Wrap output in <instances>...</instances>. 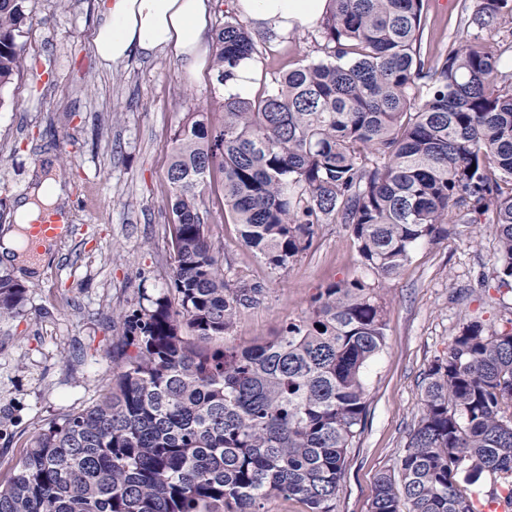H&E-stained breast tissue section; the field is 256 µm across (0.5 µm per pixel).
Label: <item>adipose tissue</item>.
<instances>
[{
	"label": "adipose tissue",
	"mask_w": 512,
	"mask_h": 512,
	"mask_svg": "<svg viewBox=\"0 0 512 512\" xmlns=\"http://www.w3.org/2000/svg\"><path fill=\"white\" fill-rule=\"evenodd\" d=\"M232 5L252 29L281 36L317 25L329 8V0H233ZM102 7L105 20L93 38L95 53L102 62L133 55L150 57L171 48L188 75H196L203 68L211 0H104ZM62 195L61 184L49 178L32 187L16 207V230L0 237L1 260L36 269L37 260L25 255L23 230L42 209L57 205Z\"/></svg>",
	"instance_id": "adipose-tissue-1"
}]
</instances>
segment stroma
<instances>
[{
    "mask_svg": "<svg viewBox=\"0 0 512 512\" xmlns=\"http://www.w3.org/2000/svg\"><path fill=\"white\" fill-rule=\"evenodd\" d=\"M102 0H31L26 63L0 107V225H15V204L54 169L71 226L39 272L14 266L28 285L21 315L0 320V480L48 419L87 406L108 386L115 311L141 291L169 287L174 270L166 173L172 139L186 113L215 106L212 72L184 75L174 53L105 64L93 50ZM474 0H424L421 56L444 55L465 34ZM258 72L277 73L317 58L320 28L271 38L257 33ZM223 246L233 278L261 283L260 304L241 312L234 336L250 342L300 319L333 282L378 283L387 340L366 373L365 427L347 450L335 512H371L374 479L396 474L418 422L424 377L452 336L471 321L512 325V286L494 273L496 245L486 216L454 224L447 239L423 243L393 280L360 265L345 224L316 227L310 247L286 269H272L240 242L224 218L221 189L203 213Z\"/></svg>",
    "mask_w": 512,
    "mask_h": 512,
    "instance_id": "35a3bbf8",
    "label": "stroma"
}]
</instances>
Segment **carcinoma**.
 <instances>
[{
	"instance_id": "cac0c4a2",
	"label": "carcinoma",
	"mask_w": 512,
	"mask_h": 512,
	"mask_svg": "<svg viewBox=\"0 0 512 512\" xmlns=\"http://www.w3.org/2000/svg\"><path fill=\"white\" fill-rule=\"evenodd\" d=\"M28 2L0 0V92L22 69ZM330 2L321 57L257 97L224 98L220 125L200 108L174 134L170 287L117 314L110 384L42 425L0 483V512H265L277 498L335 512L365 425L366 370L386 344L383 305L364 280L334 282L277 336L230 341L264 287L228 278L208 234L216 172L242 245L273 269L308 248L315 225L340 222L360 264L391 279L475 212L495 226L497 277L512 282V84L486 40L512 0H476L472 32L428 67L423 0ZM257 55L226 13L215 87ZM27 293L0 267V320ZM425 380L398 475L375 478L371 512H476L460 476L512 478V329L463 325Z\"/></svg>"
}]
</instances>
